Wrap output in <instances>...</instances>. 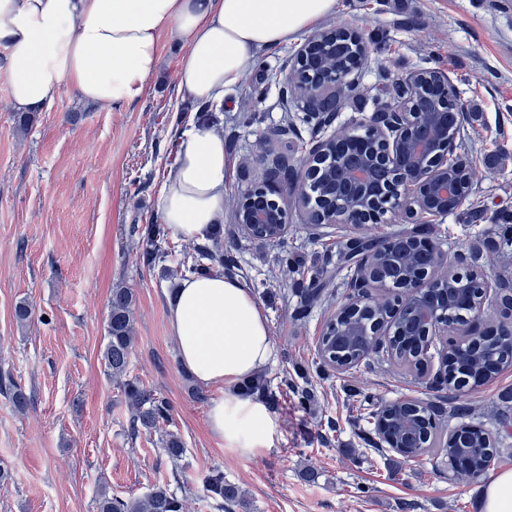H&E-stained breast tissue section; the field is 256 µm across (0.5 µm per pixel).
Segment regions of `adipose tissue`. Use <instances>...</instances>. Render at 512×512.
Instances as JSON below:
<instances>
[{"label": "adipose tissue", "instance_id": "ef3b65f1", "mask_svg": "<svg viewBox=\"0 0 512 512\" xmlns=\"http://www.w3.org/2000/svg\"><path fill=\"white\" fill-rule=\"evenodd\" d=\"M335 9L336 0H0V73L19 112L46 108L65 86L117 109L139 99L159 70L166 32L184 46L174 71L180 97L219 102L262 50L296 40ZM226 179L222 133L189 122L160 199L163 223L183 240H205L224 213ZM167 320L182 368L224 388L209 407L211 433L248 456L273 447L278 421L239 389L273 357L250 288L221 275L185 279Z\"/></svg>", "mask_w": 512, "mask_h": 512}]
</instances>
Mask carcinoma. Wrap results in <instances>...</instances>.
<instances>
[{"mask_svg":"<svg viewBox=\"0 0 512 512\" xmlns=\"http://www.w3.org/2000/svg\"><path fill=\"white\" fill-rule=\"evenodd\" d=\"M367 58V48L362 39L342 29L323 31L304 59L299 62L298 85L295 90L302 93L309 87L332 80L340 73L352 72L363 65ZM438 75L432 79L418 82L410 91H404L399 84L391 85L394 95H407L410 107L415 112L448 113V132L458 130L457 115L462 106L453 97L441 100L437 90ZM300 111L338 112L342 108L339 95L324 98H299ZM397 166L381 163L370 171L373 184L381 187L377 199L385 197L391 185L395 183ZM309 192L313 206L308 211V219L317 216V210L344 201L346 188L336 182V164L330 161L321 165L317 177L310 182ZM165 229L161 224H153L148 230L146 244L142 249V260L149 267L162 264L172 257L164 247ZM394 249L403 253L408 261L410 271L417 273L432 265L431 251L420 241L404 234L392 236ZM373 243L365 236L349 237L338 245V256L344 263L356 261ZM180 271L189 275L216 274L224 271V227L215 225L209 237V244L196 245L180 253L175 259ZM464 288L471 296H476L480 288V275L466 271L451 277L446 289ZM134 293L131 289L118 286L111 291L108 303V320L106 344L102 359L107 376L116 381L125 397L129 409L128 435L135 439L142 432L161 429L170 422V403L153 390L144 386L137 378L128 375L134 343ZM390 304L386 300L376 299L371 309L350 315L341 322L337 330L349 324L356 325L362 335L353 343H344L340 337L324 341L318 349L319 364L337 369L340 360L355 361L365 359L376 351L372 347L373 330L376 321L388 315ZM470 309L448 295L443 307L444 320L450 327L465 325L466 313ZM417 309L412 302L398 304L392 325V335L384 344L387 356L409 365L426 367L429 363L427 350L424 349V337L420 336L421 325L417 324ZM499 323L505 327L512 323V290L504 292L500 299ZM512 365V334H504L497 340L476 350H466L448 358L438 357L437 371L446 379L448 390L452 392H476L497 373L501 367ZM0 391L3 392L14 409L25 412L31 405V397L17 384L10 373L0 372ZM452 416L461 420L455 440L442 439L438 435L439 423L427 407L413 408L404 405L401 400L384 404L375 418L384 421L387 435L400 448L398 455L411 453L425 444L424 431H430V442L438 446V451L445 456L464 454L469 461L474 475L479 477L488 466L495 448V439L484 429L462 423L470 416V407L461 399H456L451 409ZM160 444L165 455L178 463L186 455L185 442L177 432L165 431L161 434ZM204 497L209 507L215 512H228L232 507L242 505L239 488L224 480V472L214 470L203 480ZM186 498L169 487V481L156 482L151 489L140 496L122 497L109 494L103 490L97 500V512H186Z\"/></svg>","mask_w":512,"mask_h":512,"instance_id":"cac0c4a2","label":"carcinoma"}]
</instances>
